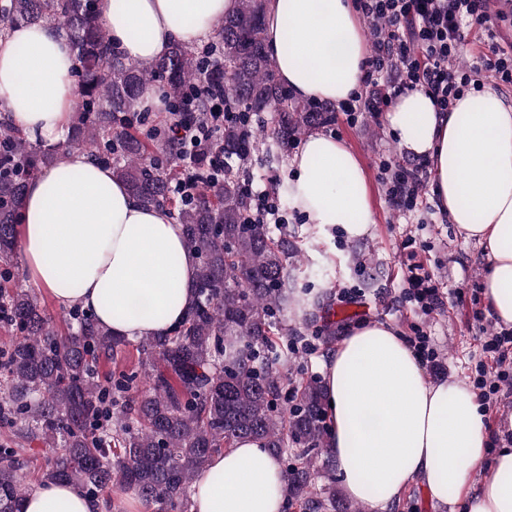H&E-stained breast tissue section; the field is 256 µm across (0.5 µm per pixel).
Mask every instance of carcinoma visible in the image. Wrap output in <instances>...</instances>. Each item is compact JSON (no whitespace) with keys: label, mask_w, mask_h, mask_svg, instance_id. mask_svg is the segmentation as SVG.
Listing matches in <instances>:
<instances>
[{"label":"carcinoma","mask_w":512,"mask_h":512,"mask_svg":"<svg viewBox=\"0 0 512 512\" xmlns=\"http://www.w3.org/2000/svg\"><path fill=\"white\" fill-rule=\"evenodd\" d=\"M101 0H0V39L21 24H50L67 36L79 95L70 129L54 151L0 122V323L19 337L0 349V512H21L33 490L21 449L56 451L39 484L74 483L100 499L112 485L135 490L155 512H189L190 484L209 457L241 439L276 454L294 449L284 469L283 512H363L336 494V464L322 387L293 378L281 339L297 336L286 311L308 321L320 300L297 291L294 255L268 225L248 219L241 173L255 150L268 157L336 121L328 106L301 102L285 88L264 45L266 0H237L204 52L175 43L153 61L113 51L100 22ZM169 99V117L147 119L143 94ZM230 114L224 134L183 166L175 132ZM80 151L112 168L147 205L166 207L198 258L186 318L134 344L69 307L48 317L31 289L13 282L28 182ZM139 369L98 375L101 360L129 348ZM62 452H57V449ZM328 476L329 483L318 479Z\"/></svg>","instance_id":"1"}]
</instances>
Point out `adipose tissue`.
<instances>
[{"label":"adipose tissue","instance_id":"1","mask_svg":"<svg viewBox=\"0 0 512 512\" xmlns=\"http://www.w3.org/2000/svg\"><path fill=\"white\" fill-rule=\"evenodd\" d=\"M236 0H103L114 50L138 61L173 43L194 44ZM265 44L280 81L301 100L348 102L366 79L363 20L353 0H268ZM70 44L57 29L21 25L0 40V119L49 147L77 104ZM405 150L430 162L438 209L489 260L486 313L512 327V102L472 89L449 111L420 91L401 93L387 114ZM294 203L310 223L363 236L373 214L364 168L349 146L316 133L291 159ZM32 282L62 306L77 305L114 335L139 341L180 321L194 300L197 259L182 225L142 203L110 167L75 152L29 181L19 228ZM329 404L326 446L346 496L370 512L391 508L412 479L430 498L456 492L465 512H512V448L489 452L488 417L462 382H429L399 329L363 322L346 329L323 364ZM483 478L470 484L473 468ZM191 512H282L279 458L244 439L213 454L193 480ZM21 512H104L72 483L46 484Z\"/></svg>","mask_w":512,"mask_h":512}]
</instances>
